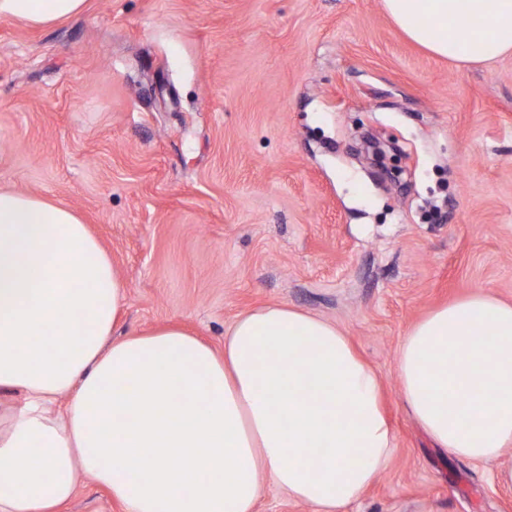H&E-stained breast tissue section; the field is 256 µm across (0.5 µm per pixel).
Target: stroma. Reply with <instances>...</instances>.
I'll list each match as a JSON object with an SVG mask.
<instances>
[{
  "label": "stroma",
  "mask_w": 512,
  "mask_h": 512,
  "mask_svg": "<svg viewBox=\"0 0 512 512\" xmlns=\"http://www.w3.org/2000/svg\"><path fill=\"white\" fill-rule=\"evenodd\" d=\"M0 188L73 209L126 287L117 337L216 350L273 304L336 324L375 369L395 451L339 512H512V450L461 460L409 414L410 327L512 302V54L460 67L382 0H87L0 18ZM59 512H125L79 476ZM85 0H0V17L45 26L79 15Z\"/></svg>",
  "instance_id": "obj_1"
}]
</instances>
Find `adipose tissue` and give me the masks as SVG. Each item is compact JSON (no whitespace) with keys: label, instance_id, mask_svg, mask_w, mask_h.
Here are the masks:
<instances>
[{"label":"adipose tissue","instance_id":"adipose-tissue-1","mask_svg":"<svg viewBox=\"0 0 512 512\" xmlns=\"http://www.w3.org/2000/svg\"><path fill=\"white\" fill-rule=\"evenodd\" d=\"M85 0H0L45 26ZM434 56L512 53V0H383ZM125 286L87 224L0 190V512H55L84 475L126 512H255L275 485L339 512L384 471L394 440L377 373L337 326L285 305L239 316L224 351L182 329L114 339ZM400 394L439 448L474 461L512 447V304L476 292L404 336Z\"/></svg>","mask_w":512,"mask_h":512}]
</instances>
